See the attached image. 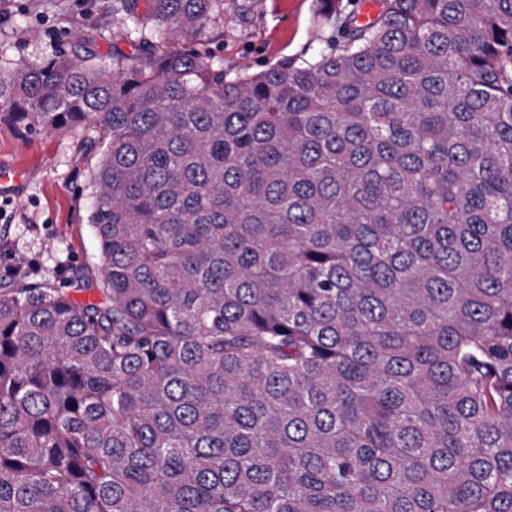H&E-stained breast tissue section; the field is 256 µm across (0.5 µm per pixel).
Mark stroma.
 <instances>
[{
  "label": "stroma",
  "instance_id": "1",
  "mask_svg": "<svg viewBox=\"0 0 512 512\" xmlns=\"http://www.w3.org/2000/svg\"><path fill=\"white\" fill-rule=\"evenodd\" d=\"M119 0H0V66L91 49L108 56L140 49L141 33L112 26ZM319 0H224V17L200 44L225 69L256 73L309 56L321 33ZM82 131H49L0 116V165L25 177L0 190V284L26 273L66 288L96 267L99 252L87 221L90 193Z\"/></svg>",
  "mask_w": 512,
  "mask_h": 512
}]
</instances>
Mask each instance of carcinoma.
Segmentation results:
<instances>
[{
  "label": "carcinoma",
  "mask_w": 512,
  "mask_h": 512,
  "mask_svg": "<svg viewBox=\"0 0 512 512\" xmlns=\"http://www.w3.org/2000/svg\"><path fill=\"white\" fill-rule=\"evenodd\" d=\"M321 2L255 74L190 46L224 0L0 69L95 129L100 252L0 288V512H512V0Z\"/></svg>",
  "instance_id": "obj_1"
}]
</instances>
